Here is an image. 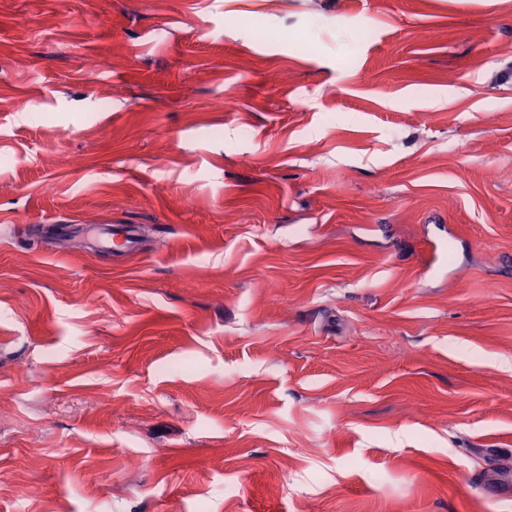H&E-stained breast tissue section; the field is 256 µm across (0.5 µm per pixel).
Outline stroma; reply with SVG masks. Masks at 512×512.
<instances>
[{
	"instance_id": "stroma-1",
	"label": "stroma",
	"mask_w": 512,
	"mask_h": 512,
	"mask_svg": "<svg viewBox=\"0 0 512 512\" xmlns=\"http://www.w3.org/2000/svg\"><path fill=\"white\" fill-rule=\"evenodd\" d=\"M490 451L512 0H0V512H512ZM87 226L89 231L94 235L97 243L103 248L115 245V238L119 236H122L123 239L120 246H122L127 253L135 252L139 245L134 230L124 224H88Z\"/></svg>"
}]
</instances>
